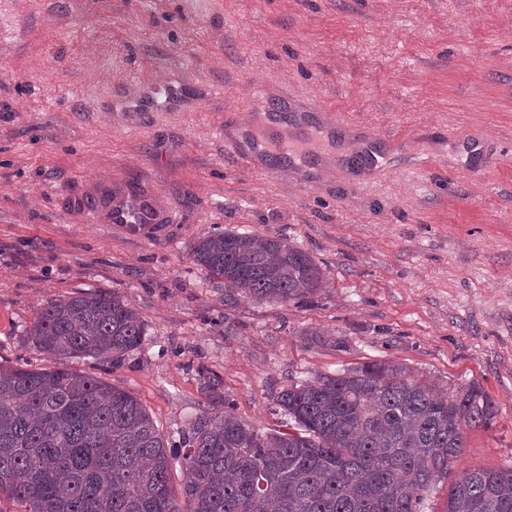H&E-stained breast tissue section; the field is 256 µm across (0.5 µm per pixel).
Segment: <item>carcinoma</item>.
Wrapping results in <instances>:
<instances>
[{
  "mask_svg": "<svg viewBox=\"0 0 512 512\" xmlns=\"http://www.w3.org/2000/svg\"><path fill=\"white\" fill-rule=\"evenodd\" d=\"M191 258L232 287L226 306L312 303L326 288L313 257L280 235L211 233ZM145 330L116 293H80L36 313L27 336L61 363L0 364V498L22 512H425L467 430L496 416L477 385L440 396L380 361L274 394L290 431L205 409L174 439L131 393L66 365H115ZM180 461L188 477L176 490ZM443 512H512V468L462 469Z\"/></svg>",
  "mask_w": 512,
  "mask_h": 512,
  "instance_id": "cac0c4a2",
  "label": "carcinoma"
}]
</instances>
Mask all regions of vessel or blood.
<instances>
[{
	"label": "vessel or blood",
	"mask_w": 512,
	"mask_h": 512,
	"mask_svg": "<svg viewBox=\"0 0 512 512\" xmlns=\"http://www.w3.org/2000/svg\"><path fill=\"white\" fill-rule=\"evenodd\" d=\"M181 100V93L171 90L165 99L138 100L134 106L142 112H171ZM255 107L262 112L271 131L247 139L227 135V142L242 160L251 163L256 158L274 155L320 165L331 145L335 124L322 105L313 103L299 111L284 102L270 104L260 99ZM69 206L88 222L111 225L114 232L136 241L164 238L177 221L173 212L162 204L157 185L147 180L104 185L92 198H71Z\"/></svg>",
	"instance_id": "1"
}]
</instances>
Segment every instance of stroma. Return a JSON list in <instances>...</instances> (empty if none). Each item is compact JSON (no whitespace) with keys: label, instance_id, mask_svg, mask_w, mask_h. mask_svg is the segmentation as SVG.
<instances>
[{"label":"stroma","instance_id":"1","mask_svg":"<svg viewBox=\"0 0 512 512\" xmlns=\"http://www.w3.org/2000/svg\"><path fill=\"white\" fill-rule=\"evenodd\" d=\"M269 100L340 117L359 169L271 176L220 133ZM165 84L214 94L138 131L114 98ZM147 178L177 215L131 241L68 205ZM273 234L328 279L311 304H224L190 252L205 235ZM115 292L146 324L109 371L164 433L218 385L244 421L281 427L280 387L394 361L496 405L461 466H512V0H0V363L55 366L26 336L37 311ZM344 347H337V340Z\"/></svg>","mask_w":512,"mask_h":512}]
</instances>
